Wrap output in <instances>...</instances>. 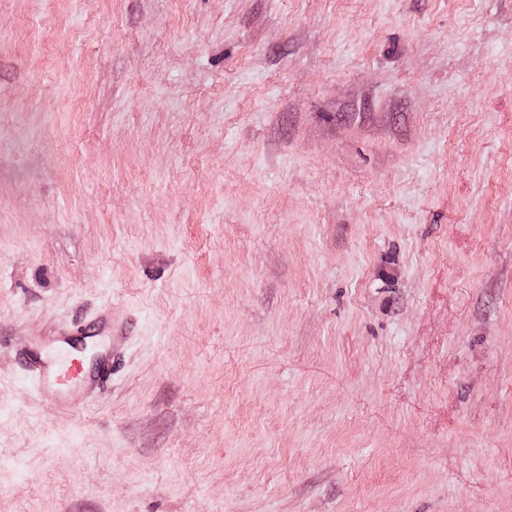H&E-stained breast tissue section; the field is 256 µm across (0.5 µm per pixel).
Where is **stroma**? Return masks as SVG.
<instances>
[{
  "mask_svg": "<svg viewBox=\"0 0 512 512\" xmlns=\"http://www.w3.org/2000/svg\"><path fill=\"white\" fill-rule=\"evenodd\" d=\"M0 512H512V0H0ZM130 326L126 316L103 306L89 322L36 336L20 351V364L42 399L73 409L93 400L121 365ZM71 336H98L103 345L88 360L71 345Z\"/></svg>",
  "mask_w": 512,
  "mask_h": 512,
  "instance_id": "obj_1",
  "label": "stroma"
}]
</instances>
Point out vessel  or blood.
I'll return each instance as SVG.
<instances>
[{
  "instance_id": "1",
  "label": "vessel or blood",
  "mask_w": 512,
  "mask_h": 512,
  "mask_svg": "<svg viewBox=\"0 0 512 512\" xmlns=\"http://www.w3.org/2000/svg\"><path fill=\"white\" fill-rule=\"evenodd\" d=\"M130 320L101 307L79 326L36 337L19 353L20 364L38 395L64 409L93 400L123 361ZM74 336H97L102 347L92 356L71 345Z\"/></svg>"
}]
</instances>
